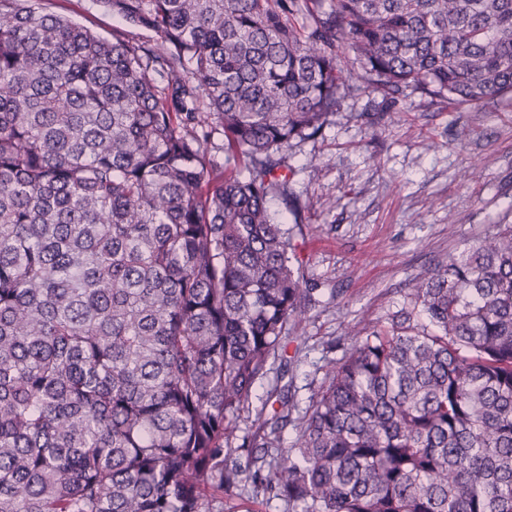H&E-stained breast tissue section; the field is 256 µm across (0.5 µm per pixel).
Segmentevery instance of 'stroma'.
<instances>
[{
  "mask_svg": "<svg viewBox=\"0 0 512 512\" xmlns=\"http://www.w3.org/2000/svg\"><path fill=\"white\" fill-rule=\"evenodd\" d=\"M40 3L105 38L157 39L101 0ZM345 67L353 92L320 135L296 142L284 158L300 218L282 200L270 203L290 231L315 304L289 322V363H271L240 416L242 435L261 424L273 386L289 385L308 406L350 348L346 328L384 320L419 274L493 225L512 224L511 94L472 105L410 90L387 99L357 92L361 70L351 58Z\"/></svg>",
  "mask_w": 512,
  "mask_h": 512,
  "instance_id": "obj_1",
  "label": "stroma"
}]
</instances>
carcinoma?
<instances>
[{"mask_svg": "<svg viewBox=\"0 0 512 512\" xmlns=\"http://www.w3.org/2000/svg\"><path fill=\"white\" fill-rule=\"evenodd\" d=\"M104 2L157 41L0 0V512H512V224L347 330L291 447L276 386L233 445L310 303L277 155L355 89L512 94V0ZM207 115L206 112H202V120L208 125L204 128L210 131L212 127L210 142L208 143V155L212 160L214 173L224 176L225 170L230 171L234 168V162L232 159L228 161V154L224 150V134L221 128L211 119L213 116Z\"/></svg>", "mask_w": 512, "mask_h": 512, "instance_id": "obj_1", "label": "carcinoma"}]
</instances>
